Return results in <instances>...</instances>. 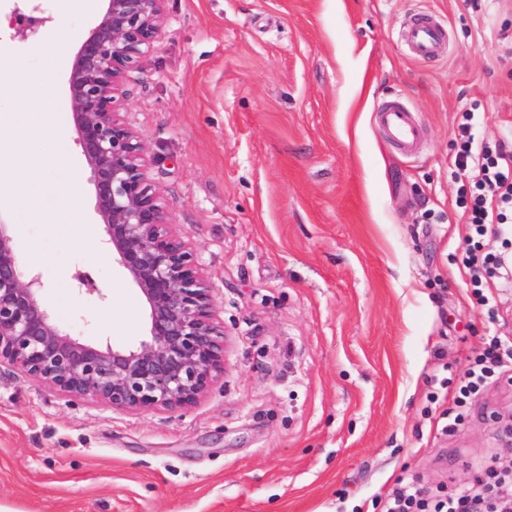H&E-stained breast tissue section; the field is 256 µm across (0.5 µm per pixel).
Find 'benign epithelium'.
<instances>
[{"instance_id": "obj_1", "label": "benign epithelium", "mask_w": 512, "mask_h": 512, "mask_svg": "<svg viewBox=\"0 0 512 512\" xmlns=\"http://www.w3.org/2000/svg\"><path fill=\"white\" fill-rule=\"evenodd\" d=\"M95 2L96 24L68 69V106L103 244L139 288L147 338L133 349L89 344L58 325L0 220V364L72 401L125 413L185 409L224 374L227 333L204 269L147 177L148 149L117 111L125 75L163 31L166 0Z\"/></svg>"}]
</instances>
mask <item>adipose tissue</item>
Segmentation results:
<instances>
[{"label": "adipose tissue", "mask_w": 512, "mask_h": 512, "mask_svg": "<svg viewBox=\"0 0 512 512\" xmlns=\"http://www.w3.org/2000/svg\"><path fill=\"white\" fill-rule=\"evenodd\" d=\"M64 117L56 112L40 113L35 130L55 132L52 151L21 158L19 164L0 167V190L13 194L25 222L82 224L84 205L78 189L79 175L63 135Z\"/></svg>", "instance_id": "obj_1"}]
</instances>
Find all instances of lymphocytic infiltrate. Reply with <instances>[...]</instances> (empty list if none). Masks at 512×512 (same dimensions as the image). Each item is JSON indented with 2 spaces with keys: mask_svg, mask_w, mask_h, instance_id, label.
Returning <instances> with one entry per match:
<instances>
[{
  "mask_svg": "<svg viewBox=\"0 0 512 512\" xmlns=\"http://www.w3.org/2000/svg\"><path fill=\"white\" fill-rule=\"evenodd\" d=\"M462 125L463 140L455 155V166L464 173L457 189L459 202L467 213L471 241L462 259L469 284L483 305H494V297L481 294L485 278L498 277L512 284V262L502 255L484 251L482 239L487 233L499 235L503 245H512V155L506 156L490 141L473 133L475 114L466 112ZM512 372V343L501 337L487 336L483 350L464 371L455 392V413L449 414L444 432H455L463 423L461 412L489 380ZM486 496L474 493L471 486H458L449 496L424 498L411 481H399L385 512H476Z\"/></svg>",
  "mask_w": 512,
  "mask_h": 512,
  "instance_id": "f902f5d3",
  "label": "lymphocytic infiltrate"
}]
</instances>
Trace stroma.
Masks as SVG:
<instances>
[{"instance_id":"stroma-1","label":"stroma","mask_w":512,"mask_h":512,"mask_svg":"<svg viewBox=\"0 0 512 512\" xmlns=\"http://www.w3.org/2000/svg\"><path fill=\"white\" fill-rule=\"evenodd\" d=\"M46 21L18 35L17 18ZM440 21L421 61L405 29ZM0 162L51 151L31 101L66 113V68L93 11L0 0ZM512 0H167L166 24L125 80L119 110L149 177L209 276L229 334L224 377L192 407L135 414L67 399L0 367V512H380L397 478L431 493L471 483L472 460L508 455L512 383H491L442 435L454 386L512 301L477 303L454 165L464 111L512 153ZM400 100L422 129L404 152L376 108ZM84 229L0 217L82 340L146 337L137 287L103 244L95 188L72 149Z\"/></svg>"}]
</instances>
